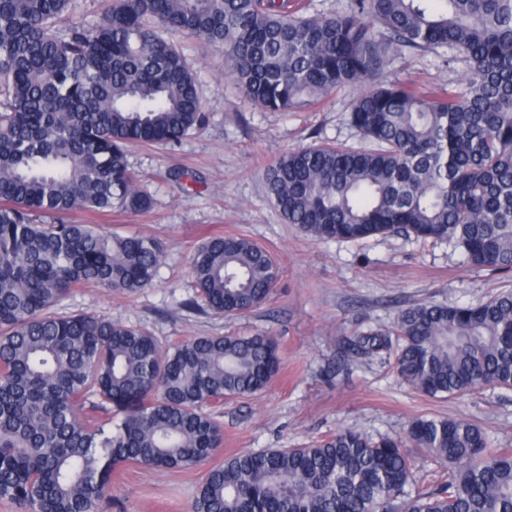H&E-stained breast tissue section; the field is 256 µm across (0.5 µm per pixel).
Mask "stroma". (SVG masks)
Segmentation results:
<instances>
[{
    "instance_id": "35a3bbf8",
    "label": "stroma",
    "mask_w": 512,
    "mask_h": 512,
    "mask_svg": "<svg viewBox=\"0 0 512 512\" xmlns=\"http://www.w3.org/2000/svg\"><path fill=\"white\" fill-rule=\"evenodd\" d=\"M197 80L208 116L180 145L127 149L131 169L153 197L141 214L77 212L80 224H101L127 235H150L164 245L154 284L134 294L100 285L76 289L59 313L87 312L143 328L165 347L189 337L271 332L280 371L264 391L225 400L214 414L224 444L212 458L267 448H296L340 428L378 439L404 434L420 416L468 420L493 447L512 448V390L430 399L377 362L344 361L342 338L390 324L408 305L433 301L478 304L511 282L467 264L444 242L404 236L361 241L316 240L285 221L266 184L269 165L291 150L326 143L359 147L348 122L355 89L336 90L318 109L268 112L248 103L224 76L223 56L196 39L174 35ZM448 50L388 51L377 83L456 85L463 63ZM176 170L188 171L174 180ZM241 235L265 248L279 267L278 284L260 309L225 318L190 309L195 297L191 254L206 237ZM202 469L160 472L126 465L112 480L111 512H190Z\"/></svg>"
}]
</instances>
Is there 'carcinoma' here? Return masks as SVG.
Masks as SVG:
<instances>
[{
    "label": "carcinoma",
    "mask_w": 512,
    "mask_h": 512,
    "mask_svg": "<svg viewBox=\"0 0 512 512\" xmlns=\"http://www.w3.org/2000/svg\"><path fill=\"white\" fill-rule=\"evenodd\" d=\"M71 0H0V501L17 512H108L123 465L195 468L223 443L204 411L264 390L280 368L268 334L194 336L168 350L104 317L59 315L77 288L152 284L163 244L68 219L152 199L126 161L134 143L176 146L207 120L171 35L224 55L225 77L271 112L363 86L391 48H446L461 87L364 90L349 120L371 147L318 145L267 171L287 223L317 240L446 241L512 271V0H353L308 15L293 0H109L93 25ZM198 299L234 317L278 281L252 241L193 251ZM348 351L389 362L426 396L512 390V289L476 306L424 302ZM412 445L441 467L412 487ZM191 512H512V448L464 419L419 417L405 438L339 429L299 448L235 454L207 470Z\"/></svg>",
    "instance_id": "carcinoma-1"
}]
</instances>
